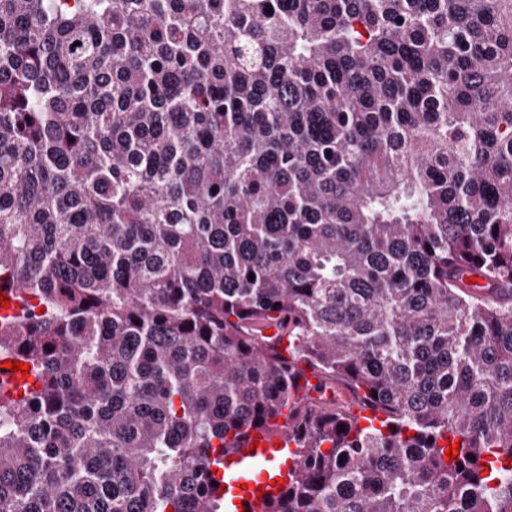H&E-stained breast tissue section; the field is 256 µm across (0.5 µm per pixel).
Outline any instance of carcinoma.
<instances>
[{
	"mask_svg": "<svg viewBox=\"0 0 512 512\" xmlns=\"http://www.w3.org/2000/svg\"><path fill=\"white\" fill-rule=\"evenodd\" d=\"M3 281L0 512H512V0H0ZM5 361H12V363L20 361L13 359H0V385L3 383L5 390L14 392L15 397H20L22 395H19V392L23 391L24 393L23 386L26 384H32L35 380L30 373L27 378H23V376H21V372H11L8 368L2 367V364H4ZM255 441H259V446L250 452V445ZM277 442H280V446H277ZM243 450H246V453H243ZM294 451V445L288 448V442L281 438L270 439L263 432L254 431L248 444L224 456V468L212 467L216 468L215 478L218 480H222L223 474L230 470L241 474L235 480L234 486H230L231 489L225 482L221 484V489L230 493V512H266L268 504L277 499L286 486L288 468L282 469L280 474H272L269 469H262L257 481L249 479L247 475L258 464L269 463L278 456H285L288 459V455H292ZM228 457H232V460H228ZM218 472H221V477H217ZM276 478L283 481V489H279ZM270 481H276V484L270 485ZM242 484H247V489H243ZM259 486H264V490H259ZM232 489H237L236 493H233ZM258 491L262 492V496L258 495ZM239 505H242V508H239Z\"/></svg>",
	"mask_w": 512,
	"mask_h": 512,
	"instance_id": "carcinoma-1",
	"label": "carcinoma"
}]
</instances>
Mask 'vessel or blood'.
<instances>
[{
    "instance_id": "obj_1",
    "label": "vessel or blood",
    "mask_w": 512,
    "mask_h": 512,
    "mask_svg": "<svg viewBox=\"0 0 512 512\" xmlns=\"http://www.w3.org/2000/svg\"><path fill=\"white\" fill-rule=\"evenodd\" d=\"M251 438L256 442L254 450H235L224 463L225 470L238 472L241 483L240 489L230 496V512H267L269 503L281 494L265 465L276 457L291 455V448L260 431L253 432Z\"/></svg>"
}]
</instances>
